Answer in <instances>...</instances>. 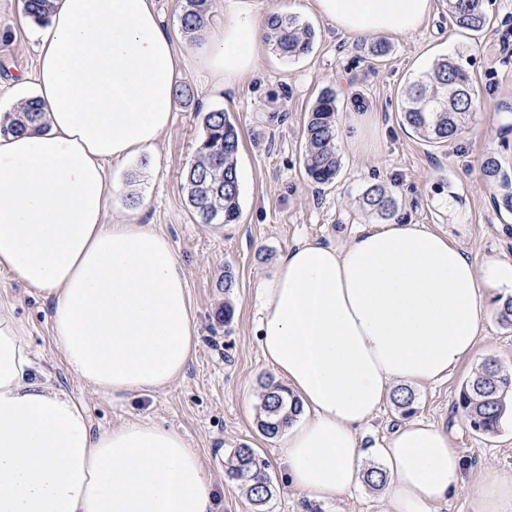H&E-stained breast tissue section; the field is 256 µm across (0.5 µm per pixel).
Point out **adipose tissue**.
Here are the masks:
<instances>
[{
  "instance_id": "obj_1",
  "label": "adipose tissue",
  "mask_w": 512,
  "mask_h": 512,
  "mask_svg": "<svg viewBox=\"0 0 512 512\" xmlns=\"http://www.w3.org/2000/svg\"><path fill=\"white\" fill-rule=\"evenodd\" d=\"M349 36L417 31L433 0H313ZM267 18L224 0V22L177 47L154 0H53L37 28L32 81L41 128L0 138V272L49 304L54 348L97 396L164 391L199 336L167 237L108 222V169L157 158L175 110L180 50L231 89L259 64ZM512 288V263L478 267L450 237L390 223L341 247L294 243L256 294L259 348L300 402L279 439L289 484L310 501L360 485L361 431L395 387L438 382L464 363ZM27 329L0 304V512H217L210 468L182 433L152 420L92 430L84 407L40 380ZM386 512H434L462 488L447 431L421 421L376 451ZM477 512H512V478L472 490Z\"/></svg>"
}]
</instances>
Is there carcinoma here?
Masks as SVG:
<instances>
[{
	"label": "carcinoma",
	"instance_id": "carcinoma-1",
	"mask_svg": "<svg viewBox=\"0 0 512 512\" xmlns=\"http://www.w3.org/2000/svg\"><path fill=\"white\" fill-rule=\"evenodd\" d=\"M214 0H181L180 23L187 34L202 30L208 22ZM453 25L465 32L478 33L490 24L488 0H445ZM50 0H23L24 14L36 23L48 21ZM315 32L291 15L273 17L266 41L282 58L296 60L311 52ZM479 97V89L467 69L455 58L441 57L411 82L404 91L402 112L406 124L424 141L440 144L453 140L462 130ZM43 111L30 100L19 109L0 117V135L22 134L40 127ZM204 136L195 159L185 172L184 187L188 205L200 224H234L240 216L238 173L239 133L228 113L213 109L202 117ZM336 95L325 90L316 100L305 127L304 166L318 185L333 183L340 170L336 147ZM485 180L495 187V206L512 213V173L489 157L482 166ZM359 207L382 220L395 216L398 200L386 186L373 184L362 194ZM414 393L398 390L394 401L402 415L414 412ZM512 402V370L499 363L483 362L463 383L459 404L470 428L476 433L499 431ZM299 412V402L281 384L269 383L259 396L257 426L267 437L278 435L291 417ZM268 462L253 448L244 445L225 461L226 475L245 489L257 512L273 496Z\"/></svg>",
	"mask_w": 512,
	"mask_h": 512
}]
</instances>
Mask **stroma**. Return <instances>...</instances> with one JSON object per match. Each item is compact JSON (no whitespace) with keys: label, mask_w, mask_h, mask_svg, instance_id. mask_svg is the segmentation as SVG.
I'll list each match as a JSON object with an SVG mask.
<instances>
[{"label":"stroma","mask_w":512,"mask_h":512,"mask_svg":"<svg viewBox=\"0 0 512 512\" xmlns=\"http://www.w3.org/2000/svg\"><path fill=\"white\" fill-rule=\"evenodd\" d=\"M261 11L279 9L309 24L312 51L289 61L266 50L257 69L231 92L217 90L205 74L185 64L177 84L190 102L178 103L159 144V161L144 171L142 161L116 176L123 186L111 198L108 221L136 214L169 239L183 265L200 336L184 377L169 389L141 395L120 405L93 394L66 368L50 342L42 299L0 273V300L25 322L42 377L85 406L93 429L149 418L187 435L209 464L222 500L221 512H255L239 484L225 473L233 448H255L269 462L275 492L266 512H384L380 491L360 486L326 504L309 502L287 485L276 463L278 439L257 428V405L275 374L264 361L256 334L255 288L269 278L281 254L300 238L346 244L376 221L359 207L371 185L390 187L399 199L396 221L426 225L450 235L478 264L512 263V215L497 212L495 191L484 180L482 164L498 158L512 171V0H489L491 24L479 35L452 25L443 0L417 32L393 37L390 52L377 62L366 48L370 38H351L312 9L311 0H257ZM35 24L24 17L21 0H0V110L10 111L14 82L36 67ZM459 59L480 96L468 125L442 146L427 143L403 125L401 96L407 84L434 59ZM336 94L339 174L330 185L314 184L305 171L304 128L323 89ZM375 115L365 144L348 149V117L356 100ZM221 108L240 134L238 169L241 214L236 223H196L186 202L184 174L203 136L201 115ZM235 286L224 288L225 272ZM232 305L229 322L217 315ZM512 368V327L497 317L485 324L474 354L447 380L415 388L413 417L453 431L467 466L468 486L436 512H475L470 488L488 473L512 477V410L498 433L473 432L459 405V393L472 371L487 358Z\"/></svg>","instance_id":"35a3bbf8"}]
</instances>
